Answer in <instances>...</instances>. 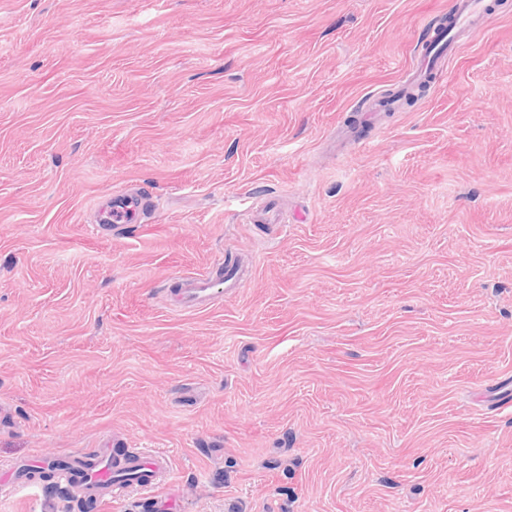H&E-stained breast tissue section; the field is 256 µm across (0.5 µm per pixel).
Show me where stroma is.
<instances>
[{
    "label": "stroma",
    "instance_id": "obj_1",
    "mask_svg": "<svg viewBox=\"0 0 512 512\" xmlns=\"http://www.w3.org/2000/svg\"><path fill=\"white\" fill-rule=\"evenodd\" d=\"M489 3L445 81L340 141L448 0H0V472L109 442L166 451L182 512H512V0ZM119 190L154 206L97 234ZM231 259L241 287L170 310ZM0 512L78 510L47 486ZM250 199H252L250 196L236 199L238 205L246 206L245 214L247 218L254 221L255 223L257 222L263 224H279L282 222L280 215L274 210L273 207L268 205L255 207Z\"/></svg>",
    "mask_w": 512,
    "mask_h": 512
}]
</instances>
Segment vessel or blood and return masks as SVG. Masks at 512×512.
I'll list each match as a JSON object with an SVG mask.
<instances>
[{
	"label": "vessel or blood",
	"instance_id": "1",
	"mask_svg": "<svg viewBox=\"0 0 512 512\" xmlns=\"http://www.w3.org/2000/svg\"><path fill=\"white\" fill-rule=\"evenodd\" d=\"M487 0H451L447 27L435 29L433 36L419 55L418 66L410 74L414 85L436 83L446 77L444 60L455 51L454 38L461 32H475L482 28L488 14ZM250 220L263 224L280 223L273 207L254 206L250 198L240 200ZM151 199L139 191H122L98 203L96 224L99 230L109 231L125 224L142 223L151 206ZM241 279L234 269L216 268L201 274L184 276L174 296L182 312H194L209 306L216 286L239 287ZM113 448H85L73 453L67 460L65 479L68 489L77 497L97 500L99 506L110 504L118 490L112 480ZM129 466L141 476L138 490L152 501L159 512H173L176 495L172 488L170 456L153 450L130 452L126 455Z\"/></svg>",
	"mask_w": 512,
	"mask_h": 512
}]
</instances>
